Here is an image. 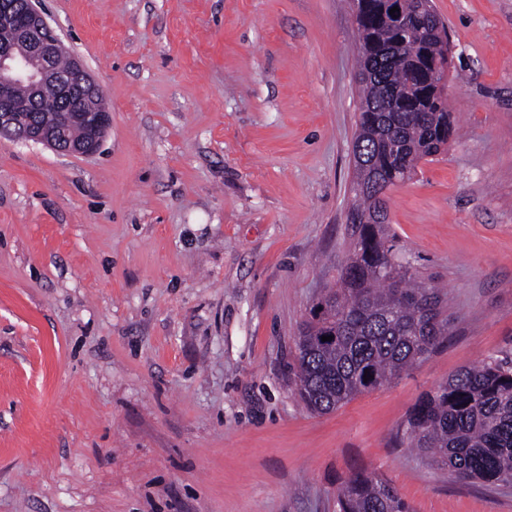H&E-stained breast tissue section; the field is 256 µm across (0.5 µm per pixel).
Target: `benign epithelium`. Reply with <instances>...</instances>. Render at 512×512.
Masks as SVG:
<instances>
[{
  "instance_id": "7a95c632",
  "label": "benign epithelium",
  "mask_w": 512,
  "mask_h": 512,
  "mask_svg": "<svg viewBox=\"0 0 512 512\" xmlns=\"http://www.w3.org/2000/svg\"><path fill=\"white\" fill-rule=\"evenodd\" d=\"M39 0H0V136L22 143L43 144L71 155L95 154L110 126V112L99 107L102 88L92 79L80 59L68 68L56 69L62 44L55 29L38 9ZM24 85L31 94L19 98L15 88ZM58 99L60 117L52 124L20 125L17 115L33 111L34 99L45 90ZM78 123L84 136L68 137Z\"/></svg>"
}]
</instances>
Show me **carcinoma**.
<instances>
[{
    "instance_id": "1",
    "label": "carcinoma",
    "mask_w": 512,
    "mask_h": 512,
    "mask_svg": "<svg viewBox=\"0 0 512 512\" xmlns=\"http://www.w3.org/2000/svg\"><path fill=\"white\" fill-rule=\"evenodd\" d=\"M353 6L362 81L354 179H364L348 215L354 248L337 287L319 299L296 341L298 394L320 414L389 383L448 335L441 290L416 284L404 263L388 271L398 255L385 227L386 190L448 148L457 132L448 93L437 91L433 78L448 35L437 15L417 33L404 23L427 13L431 0H353ZM395 6L399 11L389 14ZM58 106L48 94L33 116L46 122ZM402 438L461 481L511 484L512 366L489 359L425 393ZM337 499L340 512H414L390 481L363 471L342 483Z\"/></svg>"
}]
</instances>
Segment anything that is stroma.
Listing matches in <instances>:
<instances>
[{"label":"stroma","instance_id":"obj_1","mask_svg":"<svg viewBox=\"0 0 512 512\" xmlns=\"http://www.w3.org/2000/svg\"><path fill=\"white\" fill-rule=\"evenodd\" d=\"M459 130L387 192L448 335L316 414L294 340L353 248L352 0H41L112 121L92 156L0 138V512H512L400 439L421 395L512 363V0H432ZM340 512H414L412 505L385 478L358 471L338 488Z\"/></svg>","mask_w":512,"mask_h":512}]
</instances>
